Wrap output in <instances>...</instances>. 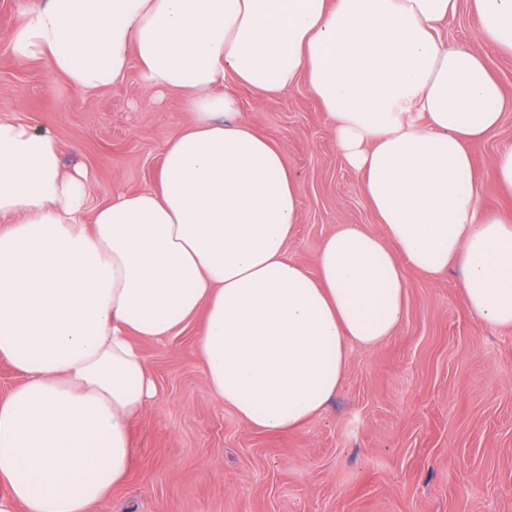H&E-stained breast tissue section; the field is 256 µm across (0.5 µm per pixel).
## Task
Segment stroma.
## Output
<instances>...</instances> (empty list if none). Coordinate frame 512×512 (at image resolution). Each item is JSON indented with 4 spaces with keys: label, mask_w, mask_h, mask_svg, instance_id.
Wrapping results in <instances>:
<instances>
[{
    "label": "stroma",
    "mask_w": 512,
    "mask_h": 512,
    "mask_svg": "<svg viewBox=\"0 0 512 512\" xmlns=\"http://www.w3.org/2000/svg\"><path fill=\"white\" fill-rule=\"evenodd\" d=\"M19 2L0 0V117L50 132L63 167L89 170L91 205L117 188H151L166 141L189 119L179 94L155 100L133 67L91 92L46 61L17 60L9 41ZM475 31L465 8L443 25L449 45L485 55L511 103L496 134L471 148L484 207L507 211L512 198L496 185L493 159L512 145V55ZM236 94L301 186L290 258L311 271L337 225L380 231L305 83L267 100L245 87ZM406 288L395 335L352 349L328 409L285 434L252 429L212 398L197 354L202 321L167 343L142 342L159 397L133 423L126 481L94 512H512V328L465 306L457 268L408 271Z\"/></svg>",
    "instance_id": "obj_1"
}]
</instances>
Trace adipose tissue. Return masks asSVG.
<instances>
[{
	"label": "adipose tissue",
	"mask_w": 512,
	"mask_h": 512,
	"mask_svg": "<svg viewBox=\"0 0 512 512\" xmlns=\"http://www.w3.org/2000/svg\"><path fill=\"white\" fill-rule=\"evenodd\" d=\"M477 38L512 54V0H470ZM459 0H45L10 49L90 91L137 64L189 121L152 188L90 206L88 171L0 118V512H92L130 470L157 397L139 347L203 319L213 398L249 427L302 428L352 348L397 331L406 273L463 272L465 305L512 326V212L485 209L470 147L503 109L485 58L440 35ZM322 107L381 232L341 224L307 271L288 256L302 196L282 147L247 122L298 82Z\"/></svg>",
	"instance_id": "obj_1"
}]
</instances>
